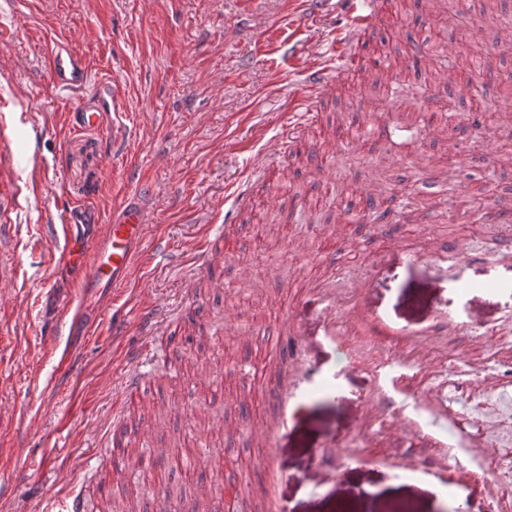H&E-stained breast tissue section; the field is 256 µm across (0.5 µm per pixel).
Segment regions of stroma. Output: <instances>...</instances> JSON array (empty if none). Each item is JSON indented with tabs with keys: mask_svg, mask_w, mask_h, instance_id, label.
<instances>
[{
	"mask_svg": "<svg viewBox=\"0 0 512 512\" xmlns=\"http://www.w3.org/2000/svg\"><path fill=\"white\" fill-rule=\"evenodd\" d=\"M430 5L418 18L380 8L368 67L402 61L414 90L410 112L393 88L361 87L355 73L332 82L315 107L306 140L316 151L258 167L287 143L307 68L336 64L347 0H15L0 11L13 33L0 47V122L11 139L9 180L36 186L9 221L17 224L13 298L0 308V403L20 416L0 425V512H58L81 483L100 484L89 512H128L144 497L175 512H205L204 491L235 484L240 512H495L490 489L512 462V296L490 289L512 275V224L482 215L512 204V152L499 131L512 123V56L499 55L512 26V0L482 13L480 0H453L438 37H428ZM491 65L474 73L460 48V21ZM70 41L95 76L126 89L129 136L121 151L100 132L71 133L73 98L52 86L43 58ZM456 66L436 82L446 52ZM444 170L430 184L416 158ZM247 188L249 207L233 200ZM150 197L146 240L129 278L102 305L95 288L78 292L84 270L60 260L50 231L63 200L92 199L109 217L123 195ZM401 218L398 236L373 230L379 213ZM222 227L229 258L182 282L197 240ZM472 243L483 261L455 270L406 252ZM336 263L320 264L321 254ZM222 278L226 291L216 290ZM365 279L377 336H321L320 280ZM80 295L83 319L50 338L46 328ZM194 305L196 320H140L153 301ZM311 333L289 358L277 340L284 317ZM396 325L414 328L394 335ZM148 349L151 381L120 420L113 406L131 351ZM246 360L252 377L233 374ZM392 362L397 407L374 418L380 366ZM489 364L484 376L473 366ZM302 408L276 437L284 387ZM167 403L159 413V403ZM455 407L486 460L406 438L414 420L432 435ZM148 429L163 450L152 468L128 478L109 442ZM208 448L210 467L177 469Z\"/></svg>",
	"mask_w": 512,
	"mask_h": 512,
	"instance_id": "1",
	"label": "stroma"
}]
</instances>
